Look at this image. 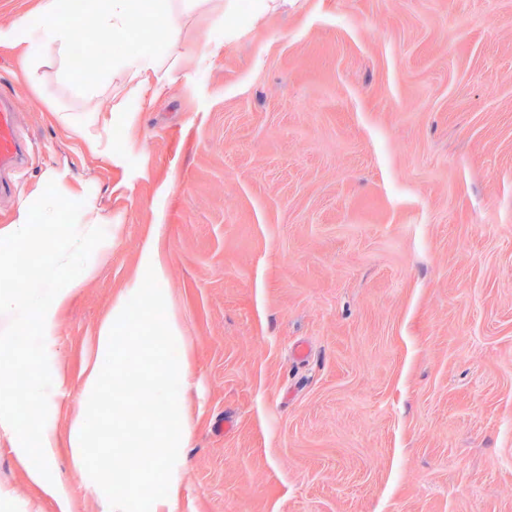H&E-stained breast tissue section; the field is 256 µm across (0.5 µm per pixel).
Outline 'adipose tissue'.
Wrapping results in <instances>:
<instances>
[{
	"mask_svg": "<svg viewBox=\"0 0 512 512\" xmlns=\"http://www.w3.org/2000/svg\"><path fill=\"white\" fill-rule=\"evenodd\" d=\"M60 0H44L40 12L26 20V27L42 31L44 39L53 44L58 57H65L74 38L73 30L56 20ZM185 9L183 0H107V7L96 17L97 24L112 35L125 34L135 21L149 19L175 41L182 24ZM128 84H142L145 78H154L157 89H164L169 69L159 56L136 52L117 60ZM0 426L11 435L14 451L25 465L31 480L43 489H51L47 475L60 446V436L54 426L19 419L8 407L0 408Z\"/></svg>",
	"mask_w": 512,
	"mask_h": 512,
	"instance_id": "ef3b65f1",
	"label": "adipose tissue"
}]
</instances>
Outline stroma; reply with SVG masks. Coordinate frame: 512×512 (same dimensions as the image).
Wrapping results in <instances>:
<instances>
[{
	"mask_svg": "<svg viewBox=\"0 0 512 512\" xmlns=\"http://www.w3.org/2000/svg\"><path fill=\"white\" fill-rule=\"evenodd\" d=\"M39 2L0 0V86L43 147L0 226L51 180L106 232L45 334L48 423L85 411L155 243L191 364L176 512H512V0H199L175 43L120 41L172 60L163 93L107 59L91 96L49 44L24 78ZM50 479L0 430V512H111L68 449Z\"/></svg>",
	"mask_w": 512,
	"mask_h": 512,
	"instance_id": "stroma-1",
	"label": "stroma"
}]
</instances>
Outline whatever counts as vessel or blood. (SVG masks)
I'll use <instances>...</instances> for the list:
<instances>
[{
  "instance_id": "vessel-or-blood-1",
  "label": "vessel or blood",
  "mask_w": 512,
  "mask_h": 512,
  "mask_svg": "<svg viewBox=\"0 0 512 512\" xmlns=\"http://www.w3.org/2000/svg\"><path fill=\"white\" fill-rule=\"evenodd\" d=\"M35 149L19 131L18 114L7 93L0 91V195L10 194L14 177L33 157Z\"/></svg>"
}]
</instances>
